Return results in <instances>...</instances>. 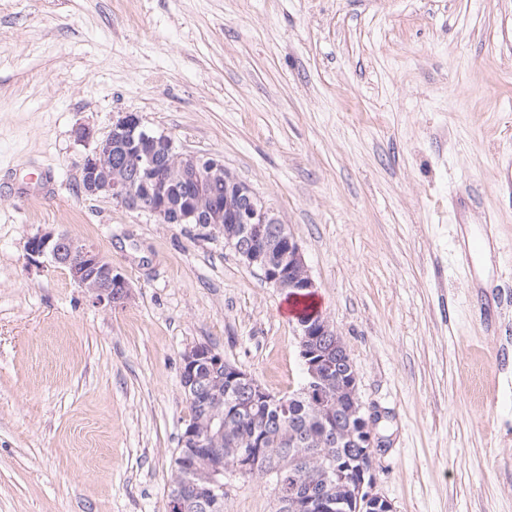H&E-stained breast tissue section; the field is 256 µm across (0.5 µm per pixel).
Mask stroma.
Segmentation results:
<instances>
[{
    "label": "stroma",
    "mask_w": 512,
    "mask_h": 512,
    "mask_svg": "<svg viewBox=\"0 0 512 512\" xmlns=\"http://www.w3.org/2000/svg\"><path fill=\"white\" fill-rule=\"evenodd\" d=\"M222 161L299 241L384 443L392 512H512V0H0V512H165L206 346L286 395L285 294L224 236L80 187L125 113ZM487 227L475 276L461 227ZM97 248L123 306L31 260ZM224 512H272L230 478ZM27 249L32 260L45 258L64 268L81 288L89 284V297L96 306L112 308L124 303L131 295V287L123 273L96 248L81 240L48 230L32 237ZM112 288H123L121 298L113 295Z\"/></svg>",
    "instance_id": "stroma-1"
}]
</instances>
